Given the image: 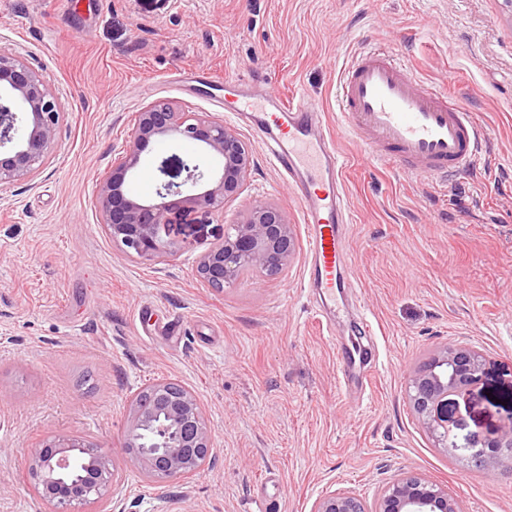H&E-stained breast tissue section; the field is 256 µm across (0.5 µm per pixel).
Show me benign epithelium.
<instances>
[{"mask_svg":"<svg viewBox=\"0 0 512 512\" xmlns=\"http://www.w3.org/2000/svg\"><path fill=\"white\" fill-rule=\"evenodd\" d=\"M64 107L43 76L16 55L0 51V185L35 176L51 154ZM169 137L202 147L219 162L212 169L198 156L180 161L185 178L172 180L167 162L158 166L164 177L151 200L127 196V178L139 166L151 142ZM251 152L239 134L206 112H185L166 99L145 105L123 150L97 179L96 206L112 241L125 254L156 262L180 250L170 238L167 215L177 206L224 212L238 198L249 175ZM295 249L292 225L272 202L251 205L229 227L224 241L197 262L198 276L219 290L238 280L242 269L276 275L288 268ZM484 358L473 347L450 344L436 351L411 376L410 399L424 428L438 447L464 452L476 465L495 470L512 451V416L489 434L467 429L463 417L448 419V397L463 400L478 391ZM125 447L140 473L154 482L187 479L212 457L211 435L192 391L170 381L151 384L147 397H131L127 409ZM85 463L76 484L61 474L74 459ZM46 512H85L113 494L112 454L73 435L45 439L27 458ZM313 512H463L448 489L416 474L393 479L373 507L347 491L321 497Z\"/></svg>","mask_w":512,"mask_h":512,"instance_id":"1","label":"benign epithelium"}]
</instances>
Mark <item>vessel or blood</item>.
<instances>
[{"instance_id": "obj_1", "label": "vessel or blood", "mask_w": 512, "mask_h": 512, "mask_svg": "<svg viewBox=\"0 0 512 512\" xmlns=\"http://www.w3.org/2000/svg\"><path fill=\"white\" fill-rule=\"evenodd\" d=\"M234 110L259 131L276 167L299 194L309 238L306 286L323 302L348 288L350 258L341 227L350 223L343 187L347 159L324 129L313 100L255 94L248 79H225ZM337 108L354 138L382 165L415 178L447 180L480 156L483 129L456 99L422 84L408 61L371 48L347 60Z\"/></svg>"}]
</instances>
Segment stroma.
<instances>
[{
  "label": "stroma",
  "instance_id": "35a3bbf8",
  "mask_svg": "<svg viewBox=\"0 0 512 512\" xmlns=\"http://www.w3.org/2000/svg\"><path fill=\"white\" fill-rule=\"evenodd\" d=\"M0 0V50L43 74L65 106L35 178L0 185V512H45L27 457L77 435L112 453L118 489L93 512H311L345 490L375 500L416 473L464 512H512V468L487 471L436 447L409 399L416 369L444 345L486 357L463 416L496 428L512 412V8L503 0ZM382 45L476 112L480 158L440 185L371 159L336 112L340 70ZM254 73L308 94L348 159L345 225L356 292L323 308L304 286L298 200L260 134L194 75ZM223 119L249 146L242 194L224 212L173 210L181 253L141 263L100 222L97 176L149 102ZM198 147L154 141L126 187L155 198L162 160ZM258 201L280 206L295 251L276 278L209 287L197 259ZM366 306L372 334L358 325ZM180 340L153 335L170 318ZM371 367L342 384L340 346ZM162 378L196 395L213 457L188 479L154 483L123 449L130 397Z\"/></svg>",
  "mask_w": 512,
  "mask_h": 512
}]
</instances>
